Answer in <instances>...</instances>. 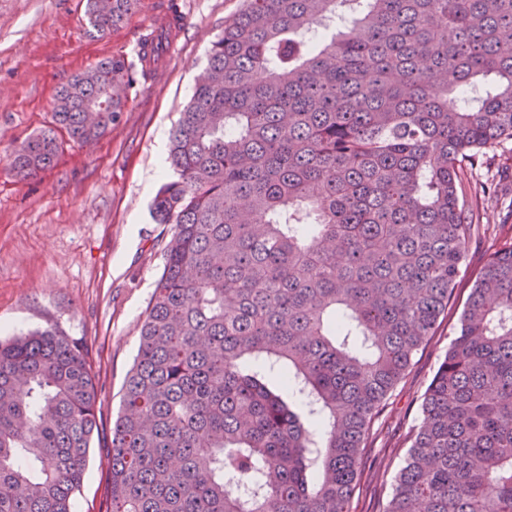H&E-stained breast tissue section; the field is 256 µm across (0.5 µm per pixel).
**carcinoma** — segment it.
I'll return each instance as SVG.
<instances>
[{
    "label": "carcinoma",
    "mask_w": 512,
    "mask_h": 512,
    "mask_svg": "<svg viewBox=\"0 0 512 512\" xmlns=\"http://www.w3.org/2000/svg\"><path fill=\"white\" fill-rule=\"evenodd\" d=\"M86 0L104 37L140 0ZM172 131L174 225L112 426L106 512H350L372 423L482 224L466 167L512 142V0H244ZM143 58L63 86L112 132ZM112 88V110L85 108ZM54 129L12 152L27 180ZM83 346L0 341V512H73L98 430ZM381 512H512V242L475 278Z\"/></svg>",
    "instance_id": "obj_1"
}]
</instances>
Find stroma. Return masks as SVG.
Masks as SVG:
<instances>
[{
  "label": "stroma",
  "mask_w": 512,
  "mask_h": 512,
  "mask_svg": "<svg viewBox=\"0 0 512 512\" xmlns=\"http://www.w3.org/2000/svg\"><path fill=\"white\" fill-rule=\"evenodd\" d=\"M188 19L155 72L131 90L111 134L63 143L51 168L19 180L14 145L53 125L61 86L99 60L133 61L171 3ZM243 0H141L119 27L90 37L85 0H0V339L52 327L79 340L92 366L99 432L75 512H104L112 424L137 353L140 327L173 235L151 204L173 178L170 134L204 70L213 41ZM485 224L469 245L448 312L372 425L351 512H380L408 452L422 396L448 350L474 278L512 239V171L473 172Z\"/></svg>",
  "instance_id": "1"
}]
</instances>
